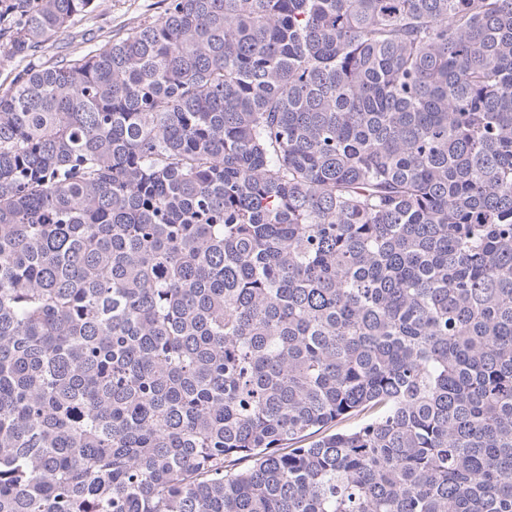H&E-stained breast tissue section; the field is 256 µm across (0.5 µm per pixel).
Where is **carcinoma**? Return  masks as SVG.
I'll use <instances>...</instances> for the list:
<instances>
[{
	"label": "carcinoma",
	"instance_id": "obj_1",
	"mask_svg": "<svg viewBox=\"0 0 512 512\" xmlns=\"http://www.w3.org/2000/svg\"><path fill=\"white\" fill-rule=\"evenodd\" d=\"M97 7L0 0V512H512V0ZM164 2L162 0H99V7L95 12L93 22L76 30L65 29L52 41L48 42L43 54L46 57H62L72 52L81 34L86 38L105 39L114 35L120 29H126L138 22L143 16H158L163 13ZM80 31L75 38V32Z\"/></svg>",
	"mask_w": 512,
	"mask_h": 512
}]
</instances>
